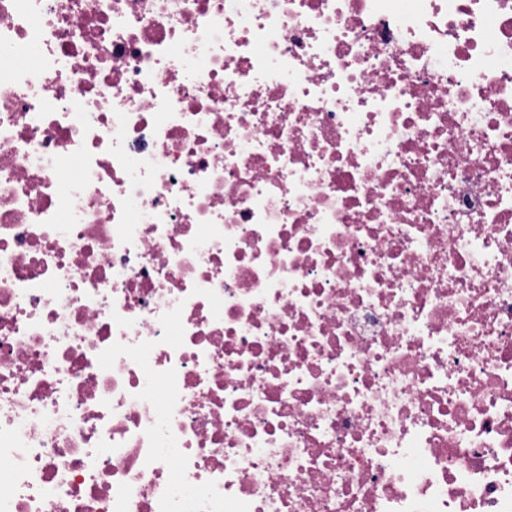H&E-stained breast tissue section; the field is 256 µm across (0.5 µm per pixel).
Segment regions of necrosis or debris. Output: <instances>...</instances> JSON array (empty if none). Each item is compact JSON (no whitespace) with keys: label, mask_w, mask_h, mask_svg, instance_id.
Wrapping results in <instances>:
<instances>
[{"label":"necrosis or debris","mask_w":512,"mask_h":512,"mask_svg":"<svg viewBox=\"0 0 512 512\" xmlns=\"http://www.w3.org/2000/svg\"><path fill=\"white\" fill-rule=\"evenodd\" d=\"M0 512H512V0H0Z\"/></svg>","instance_id":"4bbe7bcc"}]
</instances>
